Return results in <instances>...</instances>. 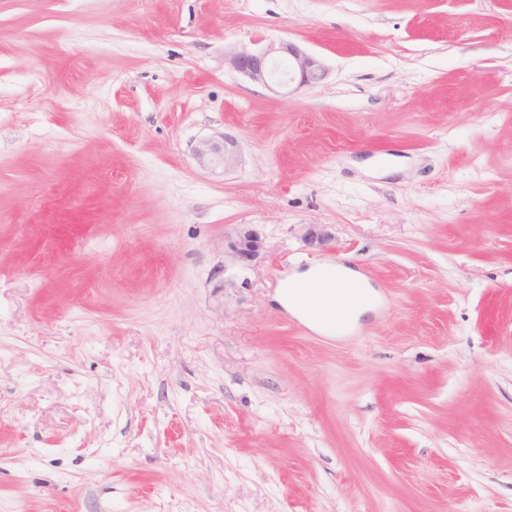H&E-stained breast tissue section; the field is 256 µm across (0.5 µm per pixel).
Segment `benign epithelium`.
Returning <instances> with one entry per match:
<instances>
[{
    "label": "benign epithelium",
    "instance_id": "benign-epithelium-1",
    "mask_svg": "<svg viewBox=\"0 0 512 512\" xmlns=\"http://www.w3.org/2000/svg\"><path fill=\"white\" fill-rule=\"evenodd\" d=\"M224 64L272 91L315 84L328 75V68L319 57L289 42L270 43L260 50L242 48L225 55ZM235 144V137L222 133L217 138L199 139L192 154L200 168L222 174L236 161ZM261 247L260 238L250 231L231 244V249L242 259L254 256Z\"/></svg>",
    "mask_w": 512,
    "mask_h": 512
}]
</instances>
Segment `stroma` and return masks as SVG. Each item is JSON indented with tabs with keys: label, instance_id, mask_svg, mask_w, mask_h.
I'll use <instances>...</instances> for the list:
<instances>
[{
	"label": "stroma",
	"instance_id": "stroma-1",
	"mask_svg": "<svg viewBox=\"0 0 512 512\" xmlns=\"http://www.w3.org/2000/svg\"><path fill=\"white\" fill-rule=\"evenodd\" d=\"M0 512H512V0H0ZM287 60L285 69L282 61ZM224 65L265 88L277 91L295 89L320 82L328 75L323 61L291 43L268 44L261 50L242 48L224 54ZM235 144V137L222 133L218 138L199 139L192 148V154L200 168L223 174L224 169L236 161ZM329 263L317 265L302 274L295 276L293 283L288 288H293L296 285L302 284L304 281L313 278H321L324 284V288L331 289L335 288L336 280L343 279L356 286L359 291L364 294L368 300L371 299V295L374 296L373 292L366 286V284L349 268L341 265L333 267L328 266ZM369 289V293L367 290ZM346 287H339L336 290V300L327 305L322 317V323L336 329V333L344 332L350 324L349 311L353 305V298L346 293Z\"/></svg>",
	"mask_w": 512,
	"mask_h": 512
}]
</instances>
